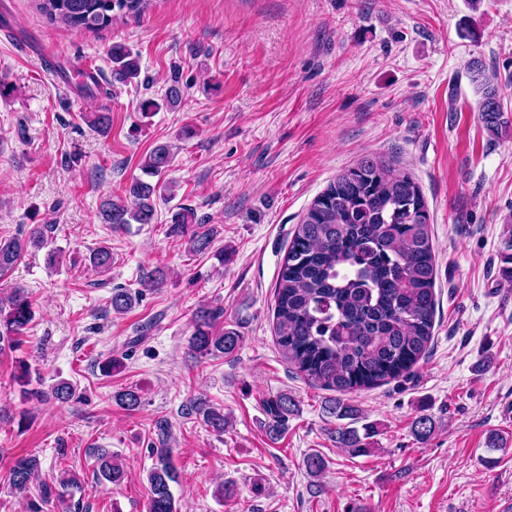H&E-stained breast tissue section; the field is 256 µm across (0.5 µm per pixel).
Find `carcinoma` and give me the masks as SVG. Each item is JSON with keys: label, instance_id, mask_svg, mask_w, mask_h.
I'll return each mask as SVG.
<instances>
[{"label": "carcinoma", "instance_id": "1", "mask_svg": "<svg viewBox=\"0 0 512 512\" xmlns=\"http://www.w3.org/2000/svg\"><path fill=\"white\" fill-rule=\"evenodd\" d=\"M39 11L75 31L99 30L112 25L117 16L137 17L146 13L152 0H36ZM112 83L128 85L140 76L139 55L124 44L109 50ZM470 78L480 94L479 112L483 125L492 133L509 127L497 87L478 61L470 64ZM184 91L172 79L164 96L146 98L139 104L143 117L165 107L175 109ZM91 128L105 133L111 126L106 109L92 113ZM171 145L160 143L145 156L142 170L160 176L171 166ZM173 198L164 183L133 180L125 195L108 197L101 203L102 223L153 224L156 202ZM430 214L422 191L413 177L396 169L392 162L374 155L364 156L355 167L336 176L306 210L291 237L288 252L276 283V326L278 345L288 363L312 384L334 391L328 413L353 423L362 419L359 408L345 395L370 389L409 375L425 354L431 339L436 295L435 255L430 237ZM54 225L32 224L18 234L0 238V277L6 275L31 250L44 248ZM170 233L189 236L190 250L197 253L211 243L210 229L196 223L194 210L178 205L170 216ZM89 264L101 270L112 266L108 246L93 249ZM140 293L117 287L109 306L116 314L127 312ZM224 310L201 307L194 314V330L189 350L198 357H232L241 336L234 329L216 331ZM33 319L29 292L22 286L0 297V352L15 350L20 336ZM116 403L128 411L141 405L135 389L119 391ZM190 409L217 433L224 432V412L203 398ZM266 434L278 439L288 417L298 412L296 401L279 394L265 402ZM158 446L148 472L150 497L147 512H178L170 483L177 481L169 447V425H157ZM415 439L424 444L435 432L432 416L420 414L412 422ZM377 435L373 423L362 429L336 425L330 436L353 456L370 452L368 440ZM99 479L111 484L124 477L123 466L104 448L94 454ZM307 473L321 476L326 459L312 453L304 460ZM40 461L34 454L17 457L10 469L12 489L24 492L37 479ZM77 484L75 475L57 480L58 491L43 483V494H56L65 501V492Z\"/></svg>", "mask_w": 512, "mask_h": 512}]
</instances>
